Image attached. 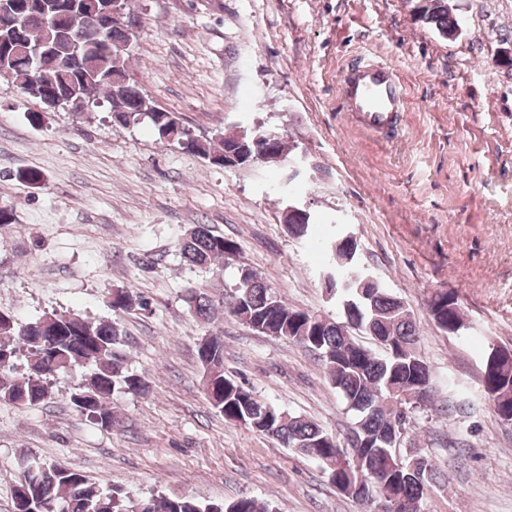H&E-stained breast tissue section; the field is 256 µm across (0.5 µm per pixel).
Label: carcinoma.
Instances as JSON below:
<instances>
[{"label": "carcinoma", "mask_w": 512, "mask_h": 512, "mask_svg": "<svg viewBox=\"0 0 512 512\" xmlns=\"http://www.w3.org/2000/svg\"><path fill=\"white\" fill-rule=\"evenodd\" d=\"M102 0H13L9 11L0 13V61L18 80L27 73L37 84L18 89L46 104L45 98L60 95L76 116L85 113L99 95L107 99L111 120L123 126L147 120L159 138L196 154L215 166L224 165V156H238L235 166L247 167L271 157L287 155L284 139L253 141L254 133L220 131L200 138L182 126L173 112H152L154 101L129 82V51L125 44L140 27V17L124 0L127 24L105 33L95 6ZM421 22L446 36L459 24L452 17L448 0H416ZM44 48L48 56L25 55L22 48ZM288 233L308 238L311 214L305 210L285 217ZM184 262L205 267L215 260L231 261L238 253L236 241L213 234L197 224L179 243ZM352 247L332 237L321 244L328 259L325 271L327 290L341 303L344 320L337 322L294 309L282 300L254 270L239 283L224 312L269 336L297 342L314 353L324 365L327 377L354 415L350 432L361 446L341 453L340 444L320 424L275 407L224 374V342L212 340L209 362L218 375H209L205 393L210 405L224 420L254 429L255 416L268 422L260 434L285 448L317 462L333 484H345V495L365 504L354 491L364 479L372 494L379 497L396 491L408 499L422 496L423 486L441 480V475L425 449L426 468L410 473L408 458L403 468L394 464V448L387 431L399 417V408L428 401L432 371L418 351L419 332L404 302L392 295L367 273L357 271L350 257ZM183 301L198 320L208 323L219 314L218 307L203 292L189 288ZM135 299L127 291L111 299L112 311L120 314L133 308ZM430 315L442 331L457 335L461 304L458 296L444 293L432 298ZM371 336L380 352L359 343L352 331ZM123 328L115 320H93L76 313H46L20 322L0 311V400L21 406L39 404L49 396V387L61 374L79 373L69 396L71 408L102 428L115 423L108 406L117 393L143 394L147 385L128 369V360L119 350ZM481 391L494 404L503 420L512 418V362L483 358ZM146 512H270L267 503L241 497L223 504H201L186 494L151 496ZM140 497L121 489L103 490L80 472L57 464L34 463L24 468L14 488V512H141Z\"/></svg>", "instance_id": "obj_1"}]
</instances>
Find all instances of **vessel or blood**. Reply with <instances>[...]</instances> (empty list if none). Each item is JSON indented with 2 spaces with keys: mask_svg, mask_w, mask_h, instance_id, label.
Wrapping results in <instances>:
<instances>
[{
  "mask_svg": "<svg viewBox=\"0 0 512 512\" xmlns=\"http://www.w3.org/2000/svg\"><path fill=\"white\" fill-rule=\"evenodd\" d=\"M341 83L344 110L366 131L386 135L402 126L406 94L391 64L352 62Z\"/></svg>",
  "mask_w": 512,
  "mask_h": 512,
  "instance_id": "1",
  "label": "vessel or blood"
}]
</instances>
